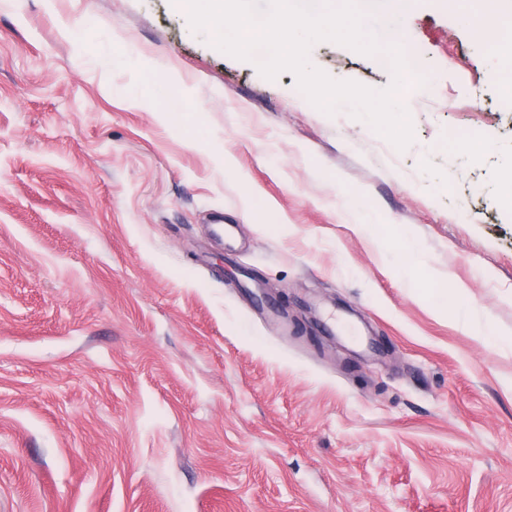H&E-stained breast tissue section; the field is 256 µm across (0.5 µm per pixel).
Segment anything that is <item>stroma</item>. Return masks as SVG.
<instances>
[{
  "label": "stroma",
  "instance_id": "stroma-1",
  "mask_svg": "<svg viewBox=\"0 0 512 512\" xmlns=\"http://www.w3.org/2000/svg\"><path fill=\"white\" fill-rule=\"evenodd\" d=\"M480 12L403 7L400 151L174 0H0V512H512V92Z\"/></svg>",
  "mask_w": 512,
  "mask_h": 512
}]
</instances>
